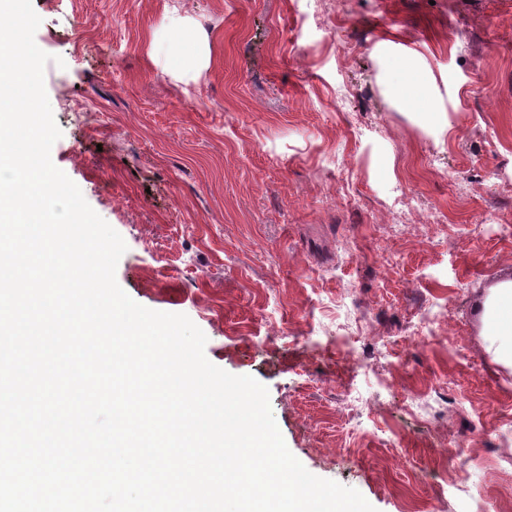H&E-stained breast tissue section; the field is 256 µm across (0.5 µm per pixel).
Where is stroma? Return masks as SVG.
<instances>
[{
	"mask_svg": "<svg viewBox=\"0 0 512 512\" xmlns=\"http://www.w3.org/2000/svg\"><path fill=\"white\" fill-rule=\"evenodd\" d=\"M32 6L51 158L125 240L122 289L377 512H512V339L483 319L512 279V0ZM424 75L431 133L395 93Z\"/></svg>",
	"mask_w": 512,
	"mask_h": 512,
	"instance_id": "1",
	"label": "stroma"
}]
</instances>
